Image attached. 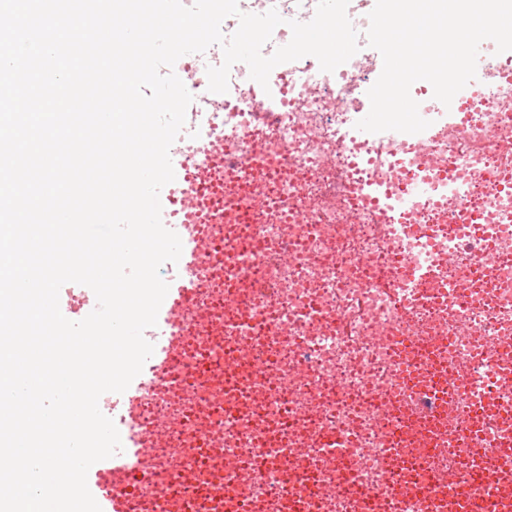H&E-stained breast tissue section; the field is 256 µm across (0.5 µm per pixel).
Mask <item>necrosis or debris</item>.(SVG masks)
Wrapping results in <instances>:
<instances>
[{
	"mask_svg": "<svg viewBox=\"0 0 512 512\" xmlns=\"http://www.w3.org/2000/svg\"><path fill=\"white\" fill-rule=\"evenodd\" d=\"M316 5L239 0L241 11L283 17L267 56L290 41L289 21L312 20ZM222 61L218 45L189 57L197 149L184 156L187 171L209 168L224 185L199 217L218 232L170 330L178 374L157 373L135 409L144 435L158 415L169 425L148 457L129 456L99 482L120 493L122 512H292V503L293 512H428L455 501L459 428L475 400L512 405V386L491 374L512 363V81L479 85L464 120L433 113L432 134L369 133L357 129L355 105L382 72L374 57L329 73L306 56L265 93L234 67L227 92H209L206 69ZM261 146L260 165L233 175L239 154ZM442 162L461 172L455 187L440 180ZM396 168L419 170L429 191L389 211L370 195L398 197ZM420 221L438 225L436 243L421 237ZM485 250L498 262L476 270ZM398 251L434 277L394 287ZM406 317L415 359L466 373L447 413L417 393L397 397L391 336ZM401 420L407 440L394 456L389 432ZM329 433L344 436V455L324 447ZM511 436L484 425L483 466L468 486L479 510L489 479L506 472L494 445ZM271 445L283 455L262 461ZM175 459L170 496L162 485ZM397 469L416 477L415 496H399Z\"/></svg>",
	"mask_w": 512,
	"mask_h": 512,
	"instance_id": "obj_1",
	"label": "necrosis or debris"
}]
</instances>
